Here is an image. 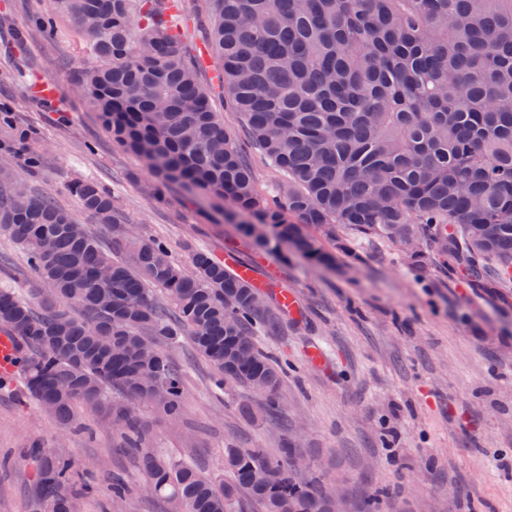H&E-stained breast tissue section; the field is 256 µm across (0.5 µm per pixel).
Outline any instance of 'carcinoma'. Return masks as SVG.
Instances as JSON below:
<instances>
[{
    "label": "carcinoma",
    "instance_id": "1",
    "mask_svg": "<svg viewBox=\"0 0 512 512\" xmlns=\"http://www.w3.org/2000/svg\"><path fill=\"white\" fill-rule=\"evenodd\" d=\"M59 2L93 41L95 61L77 77L85 99L148 165L156 200L179 186L256 246L319 266L336 256L310 227L334 238L341 226L401 245L427 238L443 256H466L476 284L512 282V0H205L199 26L219 82L247 141L281 174L269 196L214 111L201 63L163 18L166 0ZM5 158L0 234L52 287L25 297L0 286V329L16 341L26 397L65 428L81 404L138 448L137 405L183 417V374L166 347L185 337L215 366L212 391L243 384L278 412L286 368L256 346L275 323L253 305L250 281L204 251L184 265L164 240L131 233L116 240L125 256L112 257L53 198L14 184L17 152ZM69 191L95 223H122L97 181ZM297 457L289 444L275 458L227 448L231 480L219 486L145 449L142 466L172 512H235L243 491L261 512H336L321 481L291 467ZM72 470L43 456L41 512H77L64 493ZM106 491L123 503L125 478L112 474Z\"/></svg>",
    "mask_w": 512,
    "mask_h": 512
}]
</instances>
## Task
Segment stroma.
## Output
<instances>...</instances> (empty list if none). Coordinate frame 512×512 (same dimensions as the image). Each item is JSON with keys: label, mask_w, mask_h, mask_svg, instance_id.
<instances>
[{"label": "stroma", "mask_w": 512, "mask_h": 512, "mask_svg": "<svg viewBox=\"0 0 512 512\" xmlns=\"http://www.w3.org/2000/svg\"><path fill=\"white\" fill-rule=\"evenodd\" d=\"M91 61L88 37L58 0H0V113L12 117L0 125V146L25 145L36 159L16 167L15 180L53 196L109 243L111 226L83 216L68 191L97 180L114 191L123 221L166 240L175 259L201 249L220 260L230 251L257 272L275 268L299 298L291 317L267 295L276 328L256 339L290 363L278 416L262 415L264 395L243 386L214 396L212 366L184 340L169 349L186 371L184 415L173 422L142 408L146 447L220 482L229 478L225 446L274 454L287 441L309 474L344 491V512L374 496L378 512H512V284L474 286L462 259L442 260L423 242L415 261L377 236L357 237V257L338 254L331 268L285 261L201 215L180 189L156 204L149 170L113 145L77 88ZM41 81L52 98H34ZM245 405L258 420L243 416ZM78 418L79 430L62 428L20 390H0V512H37L36 445L73 461L69 492L80 493L91 466L103 479L128 477L119 512H167L111 424L83 408Z\"/></svg>", "instance_id": "1"}]
</instances>
